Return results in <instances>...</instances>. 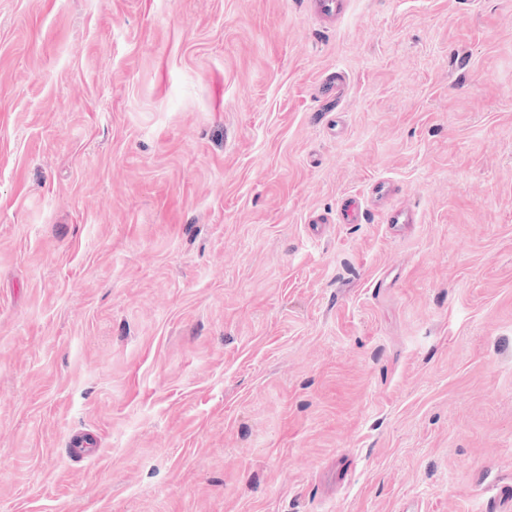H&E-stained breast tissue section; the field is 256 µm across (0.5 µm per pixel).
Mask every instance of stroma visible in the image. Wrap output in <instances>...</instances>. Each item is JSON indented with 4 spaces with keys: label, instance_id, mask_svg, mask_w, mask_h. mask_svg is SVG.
Segmentation results:
<instances>
[{
    "label": "stroma",
    "instance_id": "1",
    "mask_svg": "<svg viewBox=\"0 0 512 512\" xmlns=\"http://www.w3.org/2000/svg\"><path fill=\"white\" fill-rule=\"evenodd\" d=\"M0 512H512V0H0Z\"/></svg>",
    "mask_w": 512,
    "mask_h": 512
}]
</instances>
